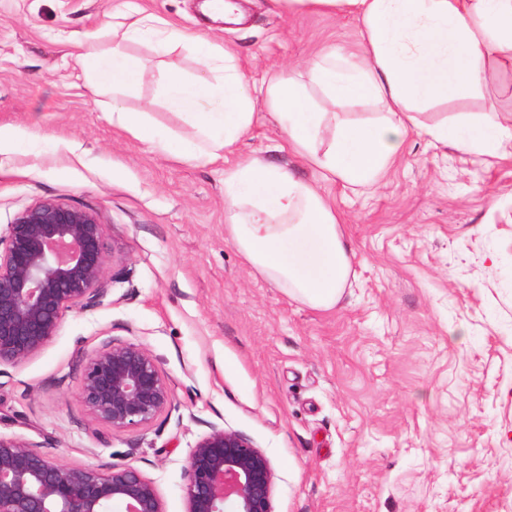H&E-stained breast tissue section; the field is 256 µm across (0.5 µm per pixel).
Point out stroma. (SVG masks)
<instances>
[{
	"label": "stroma",
	"instance_id": "35a3bbf8",
	"mask_svg": "<svg viewBox=\"0 0 512 512\" xmlns=\"http://www.w3.org/2000/svg\"><path fill=\"white\" fill-rule=\"evenodd\" d=\"M227 24L200 0H0V233L45 199L92 209L129 279L66 311L47 346L0 366V436L72 466L132 464L165 512H186L185 461L217 426L246 436L275 471L273 512H512V156L483 161L410 134L370 188H326L354 250L332 310L291 300L224 237V168L254 156L316 173L261 116L226 160L178 161L113 125L73 44L136 9L236 53L246 76L305 73L323 47L359 49L334 10L240 0ZM146 62L126 107L186 133L163 73H198L184 52L127 43ZM495 107L512 115V68L487 67L476 95L432 104L433 124ZM49 150L29 147L32 131ZM134 342L173 402L115 431L78 396L84 354Z\"/></svg>",
	"mask_w": 512,
	"mask_h": 512
}]
</instances>
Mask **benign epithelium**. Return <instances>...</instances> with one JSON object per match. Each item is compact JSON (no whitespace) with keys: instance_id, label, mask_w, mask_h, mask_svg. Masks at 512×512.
I'll use <instances>...</instances> for the list:
<instances>
[{"instance_id":"7a95c632","label":"benign epithelium","mask_w":512,"mask_h":512,"mask_svg":"<svg viewBox=\"0 0 512 512\" xmlns=\"http://www.w3.org/2000/svg\"><path fill=\"white\" fill-rule=\"evenodd\" d=\"M105 228L89 210L54 200L21 211L0 238V366L23 364L57 334L64 312L98 305L125 279L109 260ZM79 398L114 430L145 426L171 403L153 357L133 342L83 356ZM186 512H273L275 472L242 434L213 426L191 449ZM165 512L152 482L131 465L106 471L51 461L0 437V512Z\"/></svg>"}]
</instances>
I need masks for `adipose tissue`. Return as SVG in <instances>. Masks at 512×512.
<instances>
[{"mask_svg":"<svg viewBox=\"0 0 512 512\" xmlns=\"http://www.w3.org/2000/svg\"><path fill=\"white\" fill-rule=\"evenodd\" d=\"M289 12L343 7L362 26L364 49L329 46L307 77L279 73L264 90L247 80L234 56L201 34L138 17L111 35L123 41L154 38L160 51L195 54L201 72L168 71L165 106L191 124L192 137L152 125L147 113L128 111L120 93L139 80L142 62L118 46L99 51L101 31L88 32L79 61L96 88L112 97V122L171 157L209 164L233 152L265 105L287 149L317 173L315 180L259 158L224 171V235L263 279L288 297L328 310L340 301L352 271L348 246L327 185H374L400 154L409 132L458 151L498 157L512 147V119L488 109L474 121L426 125L418 109L477 92L485 67L512 66V0H277ZM315 85L331 106L321 110L307 91ZM377 105L374 116L351 120L343 105Z\"/></svg>","mask_w":512,"mask_h":512,"instance_id":"adipose-tissue-1","label":"adipose tissue"}]
</instances>
